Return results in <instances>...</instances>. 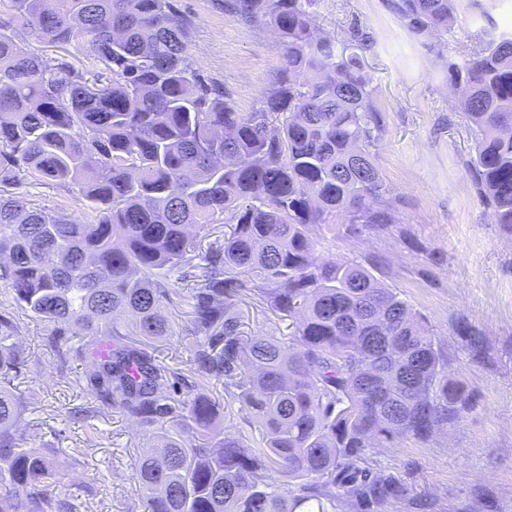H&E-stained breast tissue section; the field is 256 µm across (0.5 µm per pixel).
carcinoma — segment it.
<instances>
[{
  "instance_id": "cac0c4a2",
  "label": "carcinoma",
  "mask_w": 512,
  "mask_h": 512,
  "mask_svg": "<svg viewBox=\"0 0 512 512\" xmlns=\"http://www.w3.org/2000/svg\"><path fill=\"white\" fill-rule=\"evenodd\" d=\"M315 2L223 0L274 34L278 57L259 107L241 112L197 67L196 23L175 0H0V289L47 324L59 377L85 366L72 383L95 404L82 415L110 409L152 433L135 471L144 512H381L401 483L365 451L427 440L468 406L423 318L312 236L394 223L375 87L320 32ZM384 4L416 36L455 29L453 0ZM18 31L83 42L94 67L26 52ZM448 82L474 131L477 197L512 232V32L487 31L448 62ZM22 175L77 191L90 220L28 206L10 192ZM247 294L290 320L288 342L243 334L233 307ZM175 296L179 322L162 314ZM18 329L0 313V501L70 512L51 449L19 431ZM173 336L194 338L199 378L177 398L185 376L155 347ZM212 381L259 444L219 426Z\"/></svg>"
}]
</instances>
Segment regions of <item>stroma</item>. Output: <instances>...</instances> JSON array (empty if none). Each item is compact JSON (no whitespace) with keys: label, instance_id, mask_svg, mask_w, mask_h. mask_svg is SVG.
<instances>
[{"label":"stroma","instance_id":"35a3bbf8","mask_svg":"<svg viewBox=\"0 0 512 512\" xmlns=\"http://www.w3.org/2000/svg\"><path fill=\"white\" fill-rule=\"evenodd\" d=\"M179 6L195 19L192 51L204 76L251 111L275 77L269 31L224 12L218 0ZM454 8L466 36L492 25L512 30V0H454ZM316 10L322 32L348 50L356 48L354 29L373 39L360 60L385 119L377 162L396 216L356 236L325 234V252L376 269L409 301L431 327L450 382L471 401L463 418L443 422L428 441L368 449L371 467L404 488L386 512H512V233L479 201L466 166L473 134L448 84V62L462 45L412 34L382 0H319ZM16 191L36 208L89 212L73 194L28 176ZM236 312L245 335L288 336L287 320L258 298H243ZM20 325L33 360L16 381L25 396L22 426L32 445L79 459L64 478L74 512H141L132 474L149 435L118 413L75 416L89 396L55 377L45 325L27 316ZM470 330L482 336V351L467 342Z\"/></svg>","mask_w":512,"mask_h":512}]
</instances>
